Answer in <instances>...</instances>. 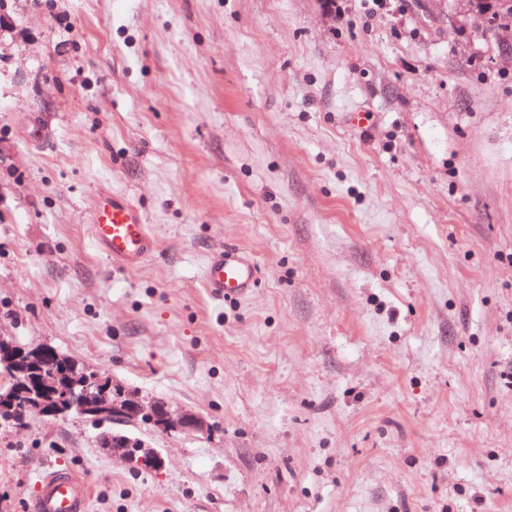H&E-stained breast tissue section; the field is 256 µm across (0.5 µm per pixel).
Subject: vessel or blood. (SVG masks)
<instances>
[{"label":"vessel or blood","mask_w":512,"mask_h":512,"mask_svg":"<svg viewBox=\"0 0 512 512\" xmlns=\"http://www.w3.org/2000/svg\"><path fill=\"white\" fill-rule=\"evenodd\" d=\"M90 233L96 246L113 262L127 268L141 265L156 250L154 238L139 210L124 196L108 195L94 202ZM204 278L220 298L245 296L253 287L256 269L251 260L234 249L214 252ZM90 489L86 479L71 469L49 468L38 480L31 512H88Z\"/></svg>","instance_id":"obj_1"}]
</instances>
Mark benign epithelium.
<instances>
[{
    "label": "benign epithelium",
    "mask_w": 512,
    "mask_h": 512,
    "mask_svg": "<svg viewBox=\"0 0 512 512\" xmlns=\"http://www.w3.org/2000/svg\"><path fill=\"white\" fill-rule=\"evenodd\" d=\"M60 358L48 345L22 346L0 336V391H6L0 401L7 404L23 395L27 414L40 417L77 414L89 421L143 419L167 431L202 433L208 429L203 416L167 403L117 393L105 377H91L85 367L75 365L66 376H59L50 368Z\"/></svg>",
    "instance_id": "1"
}]
</instances>
